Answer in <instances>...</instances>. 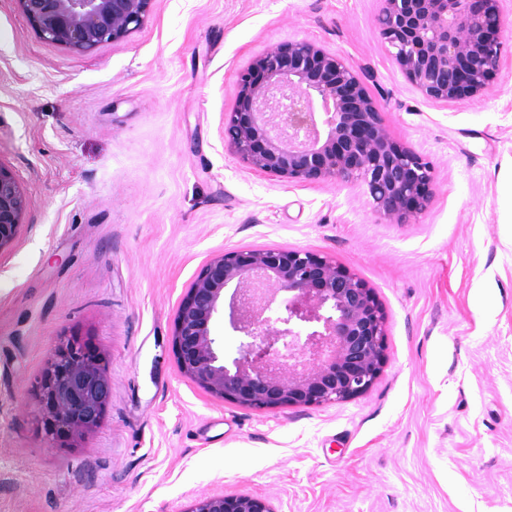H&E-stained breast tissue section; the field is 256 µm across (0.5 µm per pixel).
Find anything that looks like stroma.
<instances>
[{"label": "stroma", "mask_w": 512, "mask_h": 512, "mask_svg": "<svg viewBox=\"0 0 512 512\" xmlns=\"http://www.w3.org/2000/svg\"><path fill=\"white\" fill-rule=\"evenodd\" d=\"M379 0H156L77 54L0 0V165L30 199L0 254V512H183L206 493L276 512H512V14L494 90L425 101L375 27ZM308 38L365 78L434 167L430 207L384 223L361 191L288 185L224 145L237 73ZM303 248L373 288L387 361L354 399L254 412L171 348L198 269ZM77 338L102 355L101 425L46 432L38 387Z\"/></svg>", "instance_id": "1"}]
</instances>
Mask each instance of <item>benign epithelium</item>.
Instances as JSON below:
<instances>
[{
  "mask_svg": "<svg viewBox=\"0 0 512 512\" xmlns=\"http://www.w3.org/2000/svg\"><path fill=\"white\" fill-rule=\"evenodd\" d=\"M44 40L76 53L128 37L155 0H15ZM506 0H380L375 24L408 83L432 104L487 96L503 66ZM224 142L251 170L289 185L359 188L378 217L404 224L433 197L432 165L392 135L347 59L307 38L279 43L241 71ZM29 208L0 164V253L17 242ZM232 290L226 294V290ZM243 336L224 356L221 321ZM172 348L210 396L263 412L367 393L385 363L386 324L374 291L347 267L307 249H241L211 257L182 297ZM112 391L86 342L58 347L39 403L63 441L98 427ZM183 512H275L264 497L212 493Z\"/></svg>",
  "mask_w": 512,
  "mask_h": 512,
  "instance_id": "benign-epithelium-1",
  "label": "benign epithelium"
}]
</instances>
